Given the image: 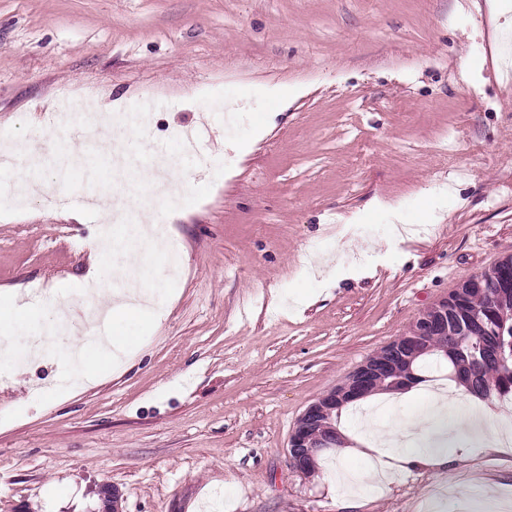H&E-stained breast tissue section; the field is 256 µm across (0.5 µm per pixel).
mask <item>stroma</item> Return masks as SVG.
<instances>
[{
	"instance_id": "stroma-1",
	"label": "stroma",
	"mask_w": 512,
	"mask_h": 512,
	"mask_svg": "<svg viewBox=\"0 0 512 512\" xmlns=\"http://www.w3.org/2000/svg\"><path fill=\"white\" fill-rule=\"evenodd\" d=\"M501 0H0V138L50 157L46 208L0 180V288L79 304L105 230L91 188L152 195L178 267L130 366L69 389L56 362L0 375V512H471L512 499V442L372 483L335 449L293 470L297 418L463 281L512 255V26ZM86 97L109 133L66 165L45 128ZM145 122H128L139 99ZM237 111L233 121L225 108ZM197 130L185 151L180 130ZM467 486V499L456 496Z\"/></svg>"
}]
</instances>
